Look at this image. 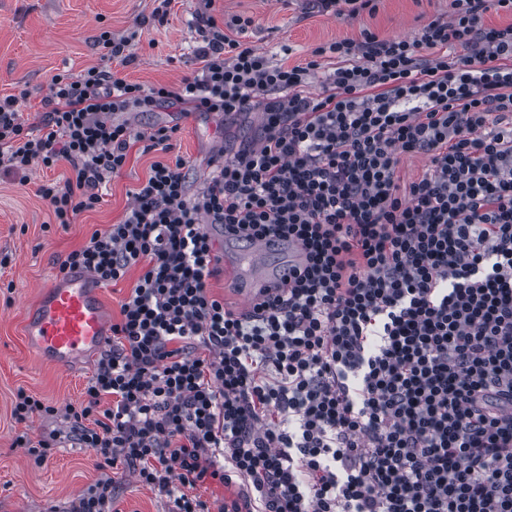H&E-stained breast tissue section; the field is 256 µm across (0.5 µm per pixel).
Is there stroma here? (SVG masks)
<instances>
[{"mask_svg": "<svg viewBox=\"0 0 512 512\" xmlns=\"http://www.w3.org/2000/svg\"><path fill=\"white\" fill-rule=\"evenodd\" d=\"M304 0H173L164 21L153 17L155 0H0V97L18 96L27 125L37 128L42 100L53 75L100 65L99 36L135 33L137 60L121 68L127 80L152 86H178L195 74L193 49L202 16L222 18L244 14L255 23L248 41L277 63L304 61L314 46L336 39L358 38L362 29L380 37H411L434 15H447L448 0H381L374 15L339 20L306 13ZM123 120L141 126H173L177 132L170 152L144 151L135 145L119 176L110 180L96 209L81 213L74 224L60 227L36 194L45 179L65 180L67 163L55 169L34 168L26 178L0 174V512H65L70 502L103 475L115 482L119 512H166L165 496L139 485L127 470L102 473L90 451L74 443L55 449L44 464H34L26 449L13 447L21 433L37 440L56 433L67 435L63 417L32 416L23 423L12 416L17 389L56 404H76L85 397L94 363L64 371L41 364L23 335V319L39 285L58 271L66 256L83 246L93 231L119 222L132 199L131 191L144 181L153 162L182 157L190 167L189 193H196L208 172L207 147L217 142L238 148L260 133L261 117L248 112L229 119L179 106L161 107L147 114L123 113Z\"/></svg>", "mask_w": 512, "mask_h": 512, "instance_id": "1", "label": "stroma"}]
</instances>
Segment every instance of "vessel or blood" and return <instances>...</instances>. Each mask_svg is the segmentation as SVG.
Returning a JSON list of instances; mask_svg holds the SVG:
<instances>
[{
    "instance_id": "b4317fda",
    "label": "vessel or blood",
    "mask_w": 512,
    "mask_h": 512,
    "mask_svg": "<svg viewBox=\"0 0 512 512\" xmlns=\"http://www.w3.org/2000/svg\"><path fill=\"white\" fill-rule=\"evenodd\" d=\"M273 242H253L233 261L239 294L246 300L268 289L287 288L301 260L300 248L288 242L286 265L270 270L264 266ZM27 343L42 363L68 369L94 359L112 343V323L102 287L86 270L55 273L42 285L31 306L25 327Z\"/></svg>"
}]
</instances>
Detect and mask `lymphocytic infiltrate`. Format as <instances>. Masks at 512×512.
<instances>
[{
  "label": "lymphocytic infiltrate",
  "instance_id": "1",
  "mask_svg": "<svg viewBox=\"0 0 512 512\" xmlns=\"http://www.w3.org/2000/svg\"><path fill=\"white\" fill-rule=\"evenodd\" d=\"M493 11L512 0H448L413 38L365 28L294 66L243 42L252 17L209 15L175 88L121 77L135 37L105 31L102 65L53 77L40 133L1 98L0 173L67 162L72 178L37 188L64 227L135 143L170 148L174 128L114 114L262 115L196 194L186 161L153 163L121 221L67 255L104 285L141 274L84 400L21 388L14 418L64 415L168 512H210L194 488L237 479L231 512H512V24ZM407 154L428 166L403 188ZM214 226L298 241L305 266L227 308L208 286Z\"/></svg>",
  "mask_w": 512,
  "mask_h": 512
}]
</instances>
